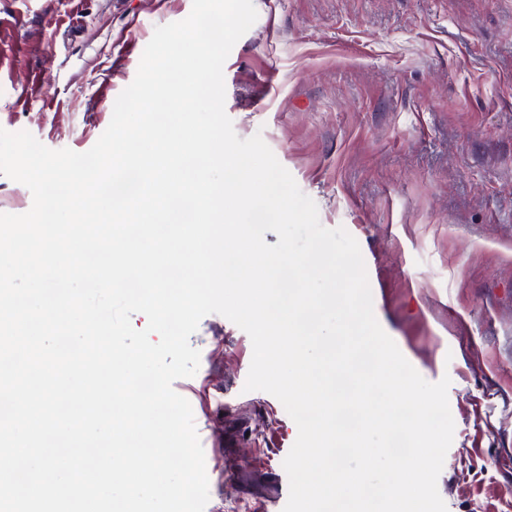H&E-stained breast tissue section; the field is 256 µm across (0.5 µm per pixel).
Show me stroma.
<instances>
[{
	"label": "stroma",
	"mask_w": 512,
	"mask_h": 512,
	"mask_svg": "<svg viewBox=\"0 0 512 512\" xmlns=\"http://www.w3.org/2000/svg\"><path fill=\"white\" fill-rule=\"evenodd\" d=\"M224 67L239 138L261 135L321 224L358 242L383 330L455 423L447 512H512V0H253ZM192 0H0V128L88 151L156 27ZM205 512H276L298 429L245 391L253 347L210 314L191 335Z\"/></svg>",
	"instance_id": "obj_1"
}]
</instances>
